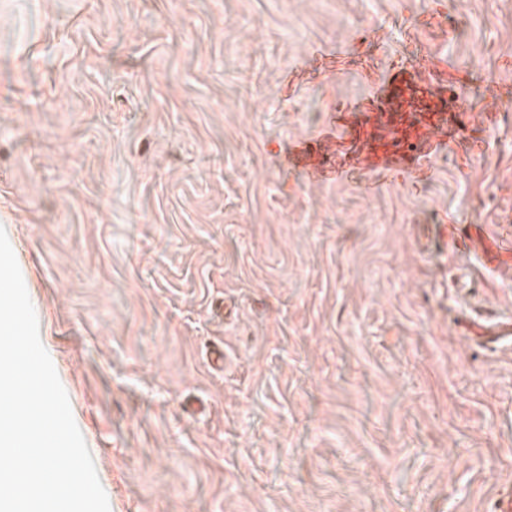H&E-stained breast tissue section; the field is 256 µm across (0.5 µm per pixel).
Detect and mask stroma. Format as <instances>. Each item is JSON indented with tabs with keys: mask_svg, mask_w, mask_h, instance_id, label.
Returning <instances> with one entry per match:
<instances>
[{
	"mask_svg": "<svg viewBox=\"0 0 512 512\" xmlns=\"http://www.w3.org/2000/svg\"><path fill=\"white\" fill-rule=\"evenodd\" d=\"M398 66L458 144L364 192L388 127L327 133ZM0 226L110 512L512 482V266L469 247L512 227V0H0Z\"/></svg>",
	"mask_w": 512,
	"mask_h": 512,
	"instance_id": "stroma-1",
	"label": "stroma"
}]
</instances>
